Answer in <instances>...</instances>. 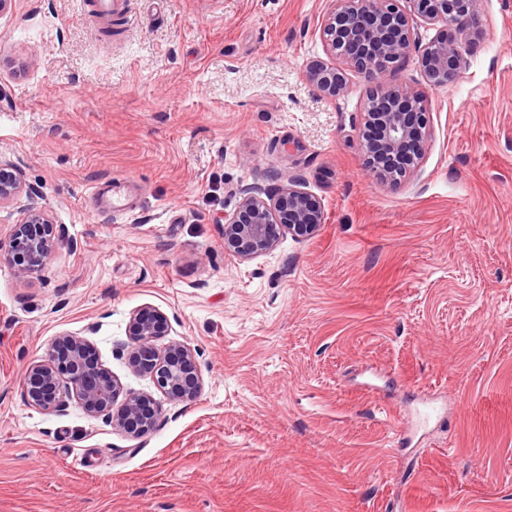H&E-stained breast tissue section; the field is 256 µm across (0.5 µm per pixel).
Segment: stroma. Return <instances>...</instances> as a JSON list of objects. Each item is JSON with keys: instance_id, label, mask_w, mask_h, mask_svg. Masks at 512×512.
Segmentation results:
<instances>
[{"instance_id": "obj_1", "label": "stroma", "mask_w": 512, "mask_h": 512, "mask_svg": "<svg viewBox=\"0 0 512 512\" xmlns=\"http://www.w3.org/2000/svg\"><path fill=\"white\" fill-rule=\"evenodd\" d=\"M14 0L0 15V159L40 207L42 271L0 261V512H512V0H483L466 65L428 89L418 175L365 169L370 90L322 96L331 0ZM297 175L325 222L271 252H224L245 185ZM134 178L136 220L96 215ZM171 318L201 389L134 437L27 398L72 334L124 390L132 312ZM130 187L124 179L106 178L92 187L91 198L97 210L125 212L132 215L128 208L126 190Z\"/></svg>"}]
</instances>
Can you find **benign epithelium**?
<instances>
[{
    "label": "benign epithelium",
    "instance_id": "obj_1",
    "mask_svg": "<svg viewBox=\"0 0 512 512\" xmlns=\"http://www.w3.org/2000/svg\"><path fill=\"white\" fill-rule=\"evenodd\" d=\"M481 0H336L325 14L321 33L327 51L342 60L336 66L312 62L307 80L325 97L336 98L347 89L353 70L373 83L364 105L361 149L368 168L393 184L414 173L428 141L427 99L420 90L396 91L387 85V73L413 48H418L419 67L425 84L440 87L455 80L465 65L461 34L477 14ZM420 27L436 34L423 46L415 38ZM36 191L23 182L16 166L0 160V204ZM237 209L224 215V251L242 261L255 259L288 233L307 237L324 223L320 202L292 176L269 192L258 186L239 190ZM55 241L53 225L37 207L29 208L23 224L14 229L5 258L22 276L38 273ZM133 342L127 352L129 365L150 376L161 395L169 400L194 397L201 380L194 350L174 343L163 352L155 341L170 335V317L144 306L132 313ZM67 377L78 399L91 415L107 419L112 427L133 435H145L157 423L160 402L128 393L118 414L112 413L120 386L99 367L95 348L70 334L58 338L48 359L32 366L25 375L27 397L32 405L52 411L60 408L57 384Z\"/></svg>",
    "mask_w": 512,
    "mask_h": 512
}]
</instances>
